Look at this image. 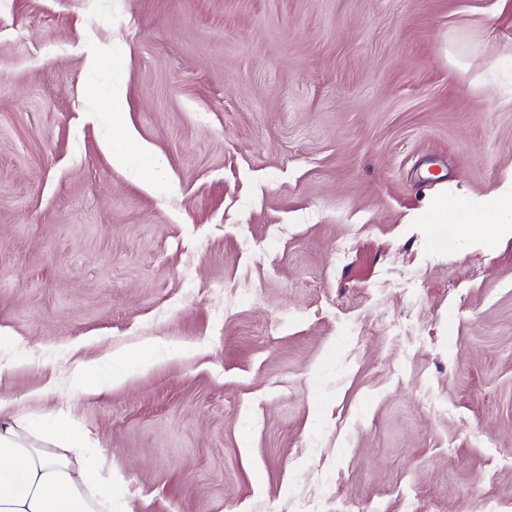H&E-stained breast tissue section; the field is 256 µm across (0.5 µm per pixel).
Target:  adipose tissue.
I'll list each match as a JSON object with an SVG mask.
<instances>
[{
    "label": "adipose tissue",
    "mask_w": 512,
    "mask_h": 512,
    "mask_svg": "<svg viewBox=\"0 0 512 512\" xmlns=\"http://www.w3.org/2000/svg\"><path fill=\"white\" fill-rule=\"evenodd\" d=\"M112 472L68 419L0 418V512H112Z\"/></svg>",
    "instance_id": "obj_1"
}]
</instances>
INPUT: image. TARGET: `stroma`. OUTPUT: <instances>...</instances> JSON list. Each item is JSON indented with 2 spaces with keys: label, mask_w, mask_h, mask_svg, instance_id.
<instances>
[{
  "label": "stroma",
  "mask_w": 512,
  "mask_h": 512,
  "mask_svg": "<svg viewBox=\"0 0 512 512\" xmlns=\"http://www.w3.org/2000/svg\"><path fill=\"white\" fill-rule=\"evenodd\" d=\"M509 218L512 0H0V405L114 512H512ZM113 360L112 384L122 382L125 377L132 371H144L148 367V363L140 352L112 354L109 356Z\"/></svg>",
  "instance_id": "35a3bbf8"
}]
</instances>
